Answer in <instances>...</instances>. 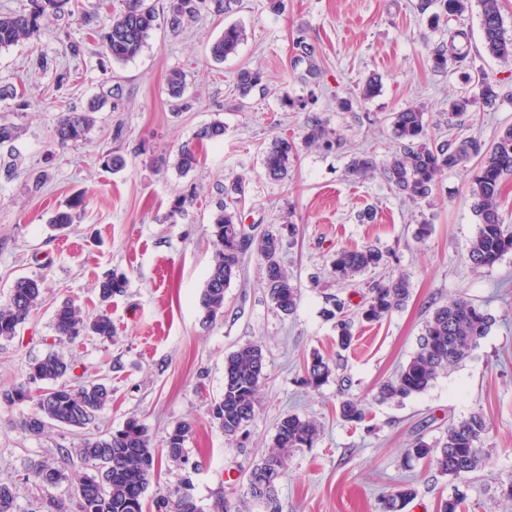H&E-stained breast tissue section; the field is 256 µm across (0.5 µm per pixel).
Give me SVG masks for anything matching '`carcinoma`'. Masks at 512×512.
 I'll list each match as a JSON object with an SVG mask.
<instances>
[{
  "label": "carcinoma",
  "instance_id": "carcinoma-1",
  "mask_svg": "<svg viewBox=\"0 0 512 512\" xmlns=\"http://www.w3.org/2000/svg\"><path fill=\"white\" fill-rule=\"evenodd\" d=\"M237 0H168L166 11H157L153 0H125L123 10L111 16L102 36L104 52L116 62H127L137 57L147 45L158 18L176 34L185 23L204 9L217 13L233 10ZM483 47L494 58H512V35L507 33L502 18L501 0H478ZM434 8L428 24L436 29L440 24L461 17L470 8V0H425L421 10ZM77 0H30V9L0 15V49L9 48L30 38L45 16L75 15ZM244 30L234 24L224 28V34L209 47L210 59L216 63L238 53L244 41ZM471 40L469 31L458 28L446 40L434 45L428 63L435 71L448 69V62L466 58ZM295 61L307 65V74L318 75L316 47L305 39L294 43ZM263 81L258 69L243 68L235 78L240 95L249 94ZM467 81L479 86V96L460 93L448 101V122L472 111L478 103L490 104L496 100V84L482 72L467 76ZM172 108L175 111L190 107L184 98L186 75L181 70L170 72L167 80ZM380 89L377 78L368 79L356 96L337 99L343 111L352 108L354 99L368 100ZM112 98V108H118L122 97L120 85L114 84L107 96L98 97L85 111L59 113L54 127V142L59 147L75 145L87 139L96 123L95 113ZM392 135L396 150L378 165L373 154L359 151L350 161V173L366 178L377 168L398 194L417 202L431 196L437 180L450 171H465L467 164L476 161L469 180V193L474 199L479 218L476 236L470 241L467 262L474 268L492 267L512 252V230L505 227L499 212L505 176L512 174V126L505 128L497 140L486 145L480 138L440 139L428 133L423 109L409 106L392 116ZM19 137V127L0 120V172L9 179L17 168L13 143ZM338 143L318 119L307 125L301 143L279 137L266 151L264 166L267 176L278 182L288 180L299 147L331 148ZM199 163L191 146L184 145L178 152L177 166L184 173ZM244 179L237 178L224 187V202L220 203L210 223V236L215 251L210 271L200 292V306L207 323L224 314V292L236 278L245 258L256 254L262 261L264 281L275 308L285 315L295 312L300 300L299 288L281 262L285 236H294L296 225L290 217L280 224H270L259 234L252 233L242 222L239 204L245 199ZM387 265L384 253L374 247L339 249L331 261V273L338 282L354 283L370 270ZM127 279L114 273L99 284L101 303H108L123 293ZM43 281L34 278L18 279L5 302L0 303V340H11L18 328L40 304ZM411 295L409 276L403 272L388 275L372 282L368 297L358 312L368 323L377 322L392 311L402 308ZM328 311L336 319V347L348 349L353 340V320L344 312L345 302L332 299ZM494 317L481 305L466 297H457L434 309L425 322L417 352L398 373L383 381L376 394L380 402H400L427 390L444 371L457 366L484 338ZM54 330L59 340L73 341L79 336L109 339L113 335L112 318L107 309L94 315H85L79 309L63 304L56 309ZM73 370L69 359L58 352H50L28 365L26 383L10 390L0 391V401L6 404L33 401L35 411L19 421V429L31 437H40L45 429L55 424L73 430H82L92 424L112 401V388L102 381H88L78 387L62 382ZM332 375L328 361L314 355L306 364L305 383L318 389ZM265 374V355L262 345L248 343L224 358V390L212 407V418L228 438L245 432L253 420L258 405V392ZM38 385L32 393L31 385ZM340 417L351 423L364 420L365 411L356 398H347L339 404ZM488 426L480 411L448 424L443 439L430 445L418 439L405 450L407 461L427 459L437 475L465 479L485 467L488 454L482 443ZM192 432V425L181 421L167 432L161 446H155L147 427L137 419L127 420L123 427L108 434L85 437L78 452L93 474L83 477L74 491V512H144V500L151 479L162 460L184 461V445ZM320 433L313 420L296 414L283 416L276 425L272 448L247 471V494L262 502L266 512H280L274 481L286 467L288 453L295 448L312 447ZM29 475L39 487L49 488L67 480L58 467L42 461L29 465ZM416 496L409 484L400 486L381 499V512H403ZM17 496L11 484L0 481V512H18ZM157 512H201L194 498L186 493L167 491L155 499Z\"/></svg>",
  "mask_w": 512,
  "mask_h": 512
}]
</instances>
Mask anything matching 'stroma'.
Masks as SVG:
<instances>
[{
	"mask_svg": "<svg viewBox=\"0 0 512 512\" xmlns=\"http://www.w3.org/2000/svg\"><path fill=\"white\" fill-rule=\"evenodd\" d=\"M420 2L283 0L273 12L266 0H238L230 13H201L180 33L158 28L135 60L117 63L90 33L102 29L106 15L118 14L123 0H79L80 18L41 20L29 39L0 50V117L20 129L18 169L12 178L0 176V301L19 278L44 281L41 304L13 339L0 340V389L24 382L29 363L50 351L71 359L83 380L112 388L111 404L83 432L53 425L29 437L17 423L33 403H0V480L14 483L21 512H36L46 493L68 501L90 473L73 453L83 435L117 430L131 417L157 443L176 422L193 425L186 463H163L147 491L146 512H155L157 493L174 489L188 491L201 512H224L228 498L239 500L242 512H264L244 496L243 474L271 447L287 414L316 420L321 432L314 447L290 452L276 481L281 512H380L382 495L405 482L417 494L404 512H440L457 492L464 496L462 512H512L497 491L512 475V253L490 268L467 262L478 231L468 173H448L429 200L415 203L395 194L382 176L361 180L348 172L355 152H371L380 162L391 154V115L409 106L424 109L430 134L447 138L474 135L490 143L512 126V62L485 52L479 5L457 22L472 37L468 58L441 73L426 57L447 30L428 27ZM232 23L244 28L245 40L235 56L214 63L208 48ZM300 38L317 47L320 75L313 83L304 81L305 67L294 59ZM40 57L47 68L37 66ZM243 67L263 74L262 88L244 98L235 90ZM175 69L187 75L191 102L178 113L167 93ZM479 70L496 82V101L447 126L448 99L463 89L462 73ZM371 76L379 78L380 92L340 110L337 98L356 93ZM116 83L124 91L119 111L97 112L85 141L53 145L58 112L84 109ZM10 86L23 93L26 107L4 96ZM314 116L340 148L302 149L291 179L271 180L263 165L267 147L278 137L300 140ZM215 121L224 124L223 140L199 139ZM185 144L196 149L200 164L184 175L176 159ZM113 153L124 157L122 170L107 167ZM238 177L246 183V223L261 229L292 212L297 232L284 245L282 263L300 301L292 315L279 312L261 260L252 255L225 291L223 316L207 323L199 295L213 257L209 220L225 184ZM178 194L191 202L173 217L170 204ZM61 211L73 222L58 231L52 220ZM424 222L431 232L420 240L416 232ZM369 245L387 255L386 268L353 285L337 282L334 252ZM114 271L127 276L128 287L108 305L112 338L58 340L56 309L67 302L96 312L98 284ZM389 272L409 276L407 305L381 321L356 324L355 344L337 354L334 323L323 314L327 295L366 292ZM458 296L494 317L487 336L423 393L399 403L375 401L378 385L417 351L434 308ZM256 341L265 349L267 377L247 435L230 440L210 406L224 390L225 355ZM315 354L336 365L316 391L304 383L305 364ZM345 395L363 401V422L340 417ZM475 411L488 423L484 470L452 482L429 462L406 465L404 451L416 439L435 443L450 422ZM61 448L70 449L69 458L58 456ZM34 460L60 466L66 482L46 493L37 489L27 479Z\"/></svg>",
	"mask_w": 512,
	"mask_h": 512,
	"instance_id": "obj_1",
	"label": "stroma"
}]
</instances>
